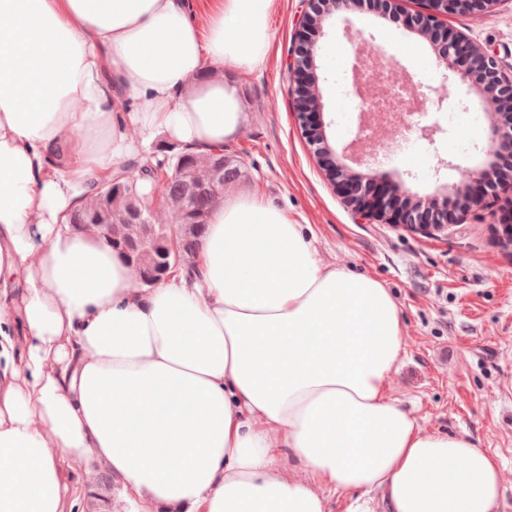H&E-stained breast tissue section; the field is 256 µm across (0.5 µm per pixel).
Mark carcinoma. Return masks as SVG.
<instances>
[{
  "label": "carcinoma",
  "instance_id": "1",
  "mask_svg": "<svg viewBox=\"0 0 512 512\" xmlns=\"http://www.w3.org/2000/svg\"><path fill=\"white\" fill-rule=\"evenodd\" d=\"M213 155H195L193 168L197 174L196 191L187 196L184 180L173 174L176 156L166 158V171L169 179L163 185V198L175 217L173 224H131L126 220L128 209L127 193L132 192L141 199L147 214L153 212L154 181L142 175L146 166L141 161L127 164L120 174H128L123 180L125 192L112 195V215L110 223L96 222L100 217V185L92 186L83 198L81 206L73 212L70 224L81 230L93 226L101 237L116 251L124 254L127 260L138 267L143 279H151L159 271L162 259L167 256L171 239H176L180 258L194 260L200 250L206 227L203 224L182 223L188 209L210 214L220 203L224 189L214 190L207 180V170Z\"/></svg>",
  "mask_w": 512,
  "mask_h": 512
}]
</instances>
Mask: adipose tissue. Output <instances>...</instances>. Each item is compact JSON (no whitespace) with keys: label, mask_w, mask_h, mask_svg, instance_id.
Masks as SVG:
<instances>
[{"label":"adipose tissue","mask_w":512,"mask_h":512,"mask_svg":"<svg viewBox=\"0 0 512 512\" xmlns=\"http://www.w3.org/2000/svg\"><path fill=\"white\" fill-rule=\"evenodd\" d=\"M276 3L210 0L199 24L186 0H0V512H74L94 464L130 512H326L330 488L496 512L497 459L391 394L389 289L323 263L277 206L225 196L194 272L152 288L70 226L138 135L210 154L239 134L224 71L266 60Z\"/></svg>","instance_id":"1"}]
</instances>
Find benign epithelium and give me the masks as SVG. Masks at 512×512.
Returning <instances> with one entry per match:
<instances>
[{"instance_id": "obj_1", "label": "benign epithelium", "mask_w": 512, "mask_h": 512, "mask_svg": "<svg viewBox=\"0 0 512 512\" xmlns=\"http://www.w3.org/2000/svg\"><path fill=\"white\" fill-rule=\"evenodd\" d=\"M296 31L297 46L291 69L296 77L293 90L300 102L317 95L319 104L299 112L307 139L315 147L317 158L331 157L336 171L334 184L346 204L355 213L368 220L384 224H407L413 231L435 234L447 229V224L464 221L470 213L483 207L484 197L502 186L491 171L482 165L465 170L458 182L444 186L453 197L445 211L416 207L406 212L397 208L391 195L373 196L370 187L376 181L366 177L346 163L351 160L370 169L376 159L365 153L352 151L338 155L327 144L325 124L320 120L323 104L319 88L313 86L318 76L312 70L319 50L318 38L324 23L340 13L364 9L370 12L391 13L397 10L398 0H306ZM500 0H422L423 10L412 18V29L438 40L436 50L439 62L465 86L470 103L491 113L488 147L485 154L512 158V72H506L496 57L464 33L447 23L456 14L481 15L493 11Z\"/></svg>"}]
</instances>
